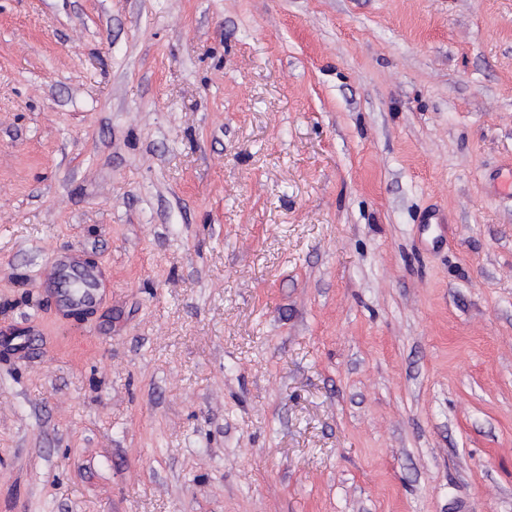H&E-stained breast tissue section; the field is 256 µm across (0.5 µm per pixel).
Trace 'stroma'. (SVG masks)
Masks as SVG:
<instances>
[{"label":"stroma","mask_w":512,"mask_h":512,"mask_svg":"<svg viewBox=\"0 0 512 512\" xmlns=\"http://www.w3.org/2000/svg\"><path fill=\"white\" fill-rule=\"evenodd\" d=\"M511 170L512 0H0V512H512ZM57 283L58 303L65 307L84 305L89 306L96 302L98 296V271L90 266L82 264L74 254L59 251L52 258ZM78 274L85 288L80 292H74L67 286V278Z\"/></svg>","instance_id":"stroma-1"}]
</instances>
